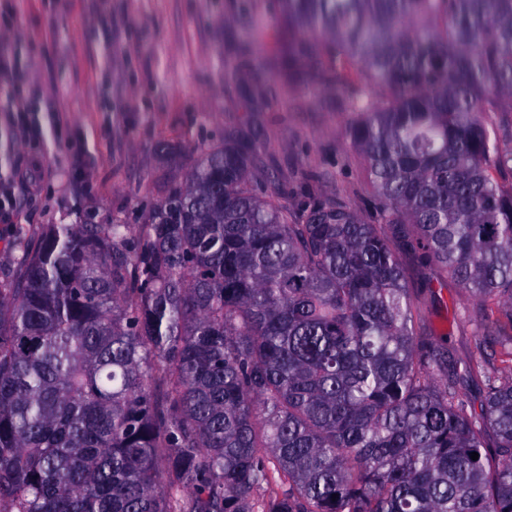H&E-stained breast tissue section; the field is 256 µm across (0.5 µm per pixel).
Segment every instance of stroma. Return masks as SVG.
Here are the masks:
<instances>
[{
	"instance_id": "obj_1",
	"label": "stroma",
	"mask_w": 512,
	"mask_h": 512,
	"mask_svg": "<svg viewBox=\"0 0 512 512\" xmlns=\"http://www.w3.org/2000/svg\"><path fill=\"white\" fill-rule=\"evenodd\" d=\"M0 46L30 75L0 77V177L16 206L0 223V278L17 272L47 224L147 223L167 183L234 133L259 156L253 180L293 206L308 193L368 213L374 189L348 129L356 115L315 68H290L270 0H14ZM26 100L46 132L26 143L4 108ZM425 325L449 361L476 350L475 322L457 309L455 280L405 260Z\"/></svg>"
}]
</instances>
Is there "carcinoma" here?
<instances>
[{
  "label": "carcinoma",
  "mask_w": 512,
  "mask_h": 512,
  "mask_svg": "<svg viewBox=\"0 0 512 512\" xmlns=\"http://www.w3.org/2000/svg\"><path fill=\"white\" fill-rule=\"evenodd\" d=\"M275 9L286 62L316 31L359 66L375 214L277 204L227 134L137 232L48 225L0 280V512H512V0ZM407 255L496 306L476 355L448 366Z\"/></svg>",
  "instance_id": "obj_1"
}]
</instances>
